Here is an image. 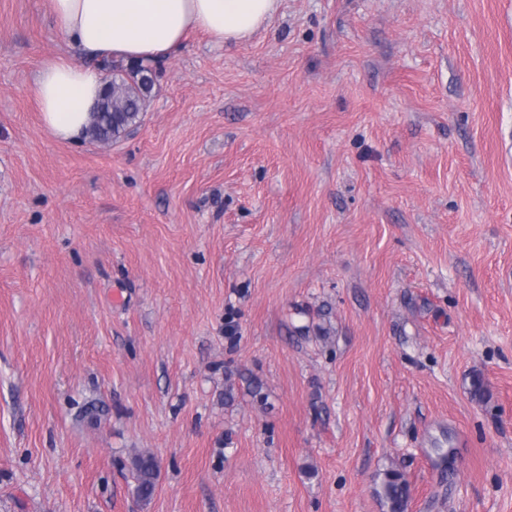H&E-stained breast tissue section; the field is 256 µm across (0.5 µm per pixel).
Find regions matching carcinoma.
Here are the masks:
<instances>
[{
  "mask_svg": "<svg viewBox=\"0 0 512 512\" xmlns=\"http://www.w3.org/2000/svg\"><path fill=\"white\" fill-rule=\"evenodd\" d=\"M112 80L107 83L105 95L98 108L90 112L87 136L96 142L108 144L119 140L129 129L141 122L146 103L155 84V72L149 66L111 64ZM159 466L149 453L133 457L135 492L142 500L153 494ZM379 497L387 505L388 512H406L408 485L402 475L385 473Z\"/></svg>",
  "mask_w": 512,
  "mask_h": 512,
  "instance_id": "1",
  "label": "carcinoma"
}]
</instances>
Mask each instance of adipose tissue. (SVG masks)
<instances>
[{"label":"adipose tissue","mask_w":512,"mask_h":512,"mask_svg":"<svg viewBox=\"0 0 512 512\" xmlns=\"http://www.w3.org/2000/svg\"><path fill=\"white\" fill-rule=\"evenodd\" d=\"M50 8L70 51L43 65L35 94L46 129L76 141L106 83L94 60H163L193 30L217 44L243 42L272 19L279 0H50Z\"/></svg>","instance_id":"ef3b65f1"}]
</instances>
